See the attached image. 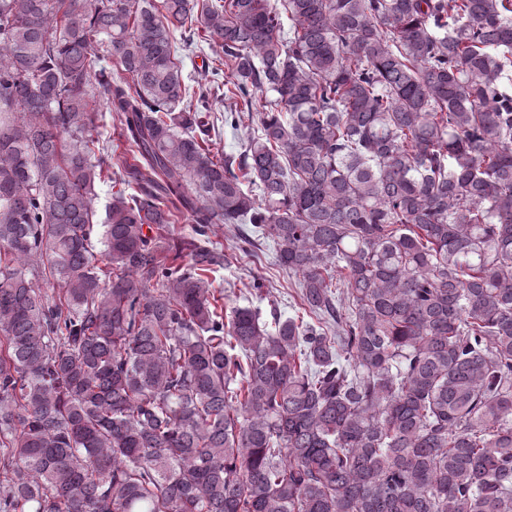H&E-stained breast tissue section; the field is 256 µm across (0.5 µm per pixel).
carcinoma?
Returning <instances> with one entry per match:
<instances>
[{
	"instance_id": "cac0c4a2",
	"label": "carcinoma",
	"mask_w": 512,
	"mask_h": 512,
	"mask_svg": "<svg viewBox=\"0 0 512 512\" xmlns=\"http://www.w3.org/2000/svg\"><path fill=\"white\" fill-rule=\"evenodd\" d=\"M0 512H512V0H0ZM179 50L182 59V68L185 76L186 84L194 85V80L211 79L210 70L205 71L203 66V59H206L211 63L212 58L215 57L214 51L206 42H200L197 37H194V41L190 48L182 47ZM222 98V97H221ZM214 99L212 103L215 128L211 129L209 148L213 152H219L228 155H238L243 151L246 141V129L243 127L235 128L230 124L224 123V100ZM93 134L99 136L101 140H111L112 150L116 149V153L124 151L126 143L119 135V122L115 118L113 112H110L105 103L100 102L98 112H93ZM209 246L214 245L227 256L228 261L211 277L215 288L224 289V307L249 306L252 301L254 307L261 309L262 318L269 313L268 299L259 301L251 294L254 280L263 281L271 293V299L277 304L282 319L292 316L294 295V282L296 277L278 265L276 261L277 246L271 240H260L258 249H254L256 256H246L237 247L235 231L228 225L221 223L211 225Z\"/></svg>"
}]
</instances>
